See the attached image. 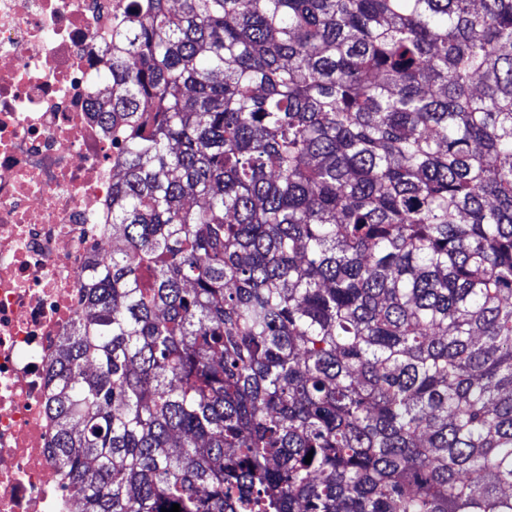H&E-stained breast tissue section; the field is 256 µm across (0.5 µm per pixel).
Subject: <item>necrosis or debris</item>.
Returning <instances> with one entry per match:
<instances>
[{"instance_id":"4bbe7bcc","label":"necrosis or debris","mask_w":512,"mask_h":512,"mask_svg":"<svg viewBox=\"0 0 512 512\" xmlns=\"http://www.w3.org/2000/svg\"><path fill=\"white\" fill-rule=\"evenodd\" d=\"M119 0H0V512H79L49 451L51 366L107 259L112 136L93 113Z\"/></svg>"}]
</instances>
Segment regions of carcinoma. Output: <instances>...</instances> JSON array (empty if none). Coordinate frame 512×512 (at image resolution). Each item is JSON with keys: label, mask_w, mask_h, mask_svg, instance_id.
<instances>
[{"label": "carcinoma", "mask_w": 512, "mask_h": 512, "mask_svg": "<svg viewBox=\"0 0 512 512\" xmlns=\"http://www.w3.org/2000/svg\"><path fill=\"white\" fill-rule=\"evenodd\" d=\"M121 2L82 512H512V0Z\"/></svg>", "instance_id": "carcinoma-1"}]
</instances>
